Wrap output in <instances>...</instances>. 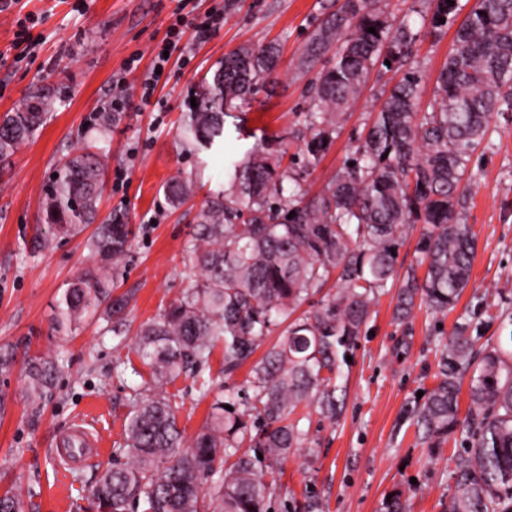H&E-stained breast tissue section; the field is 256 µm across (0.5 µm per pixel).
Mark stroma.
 <instances>
[{"label":"stroma","instance_id":"1","mask_svg":"<svg viewBox=\"0 0 512 512\" xmlns=\"http://www.w3.org/2000/svg\"><path fill=\"white\" fill-rule=\"evenodd\" d=\"M177 0H13L0 11V116L25 96L46 90L56 110L38 137L23 146L0 173V352L14 356L9 374H0V493L12 490L21 512H95L91 498L99 468L110 465L122 443L133 389L151 374L134 350L140 325L159 318L194 283L189 246L194 218L206 197L222 188L224 171L211 152L185 144L181 121L200 79L224 55L244 44L275 42L281 49L275 83H264L250 104L225 112L224 150L240 156L261 135L282 137L292 148L313 107L310 75L293 61L336 0H235L224 26L209 38L186 31L182 41L194 59L188 67L170 63L150 104L138 100L140 82L151 65L150 50L161 43ZM33 15L42 42L35 52L15 46L18 18ZM453 32L440 38L420 35L411 59L422 78L423 101H430ZM141 53L137 69L126 61ZM133 96L104 139L86 133L94 115L112 96L117 78ZM393 73L373 69L362 96L348 110L338 136L305 176L310 194L320 192L380 110ZM488 143L469 165L463 214L476 239L472 277L448 315L426 307L413 311L409 326L393 318L396 291L386 288L351 345L337 379L342 401L335 420L316 406L300 408L306 433L302 447L279 460L281 472L269 512H383L385 499L402 492L408 512H447L467 446L456 434L429 447L416 432L411 412L418 392L436 384L440 350L454 326L473 327L474 358L512 335V112H497ZM108 157L100 217L118 215L133 231L131 249L112 269L114 295L129 298L121 335L106 329L101 314L78 329L54 328L58 304L68 284L98 262L85 236L58 238L48 250L32 243L40 226L42 198L66 156L83 148ZM195 178L191 197L180 206L163 186L175 175ZM51 356L58 364L54 393L40 413L26 398L23 362ZM131 360L137 374L112 376L116 359ZM182 408L178 424L193 437L210 412L194 376L168 385ZM87 420L104 441L84 462L62 468L57 454L64 433Z\"/></svg>","mask_w":512,"mask_h":512}]
</instances>
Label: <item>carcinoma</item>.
<instances>
[{"mask_svg": "<svg viewBox=\"0 0 512 512\" xmlns=\"http://www.w3.org/2000/svg\"><path fill=\"white\" fill-rule=\"evenodd\" d=\"M431 7L422 25L434 37L462 11L459 0H431ZM419 35L408 16L391 20L376 0H344L318 24L295 64L299 73L316 71L299 169L282 167L287 150L272 149L264 137L244 158L224 161L228 187L197 214L189 249L199 268L194 285L139 330L135 351L150 368V387L135 394L124 446L114 449L112 466L92 488L97 512H137L141 504L143 512H266L276 483L271 458L288 456L305 440L291 415L315 403L322 416L336 417L339 348L359 336L376 294L395 280L392 250L410 230L419 228L416 265L399 285L395 319L407 322L418 305L439 314L456 306L469 286L475 251L462 213L468 164L488 139L492 114L512 109V0H476L423 111L421 79L410 61ZM279 58L273 43L225 54L194 93L197 107L181 125L184 141L211 148L224 134V112L273 79ZM377 66L402 76L349 162L308 195L304 174L331 147ZM54 107L50 97L31 95L0 118V164L36 137ZM106 166L102 154L72 155L43 200L47 234L36 241L39 248L96 224L87 246L99 258V272L65 290L60 331L104 301L109 322L128 304L125 296H112L107 270L128 254L132 230L118 219L98 220ZM164 193L179 206L191 180L177 175ZM332 281L334 293L293 317ZM285 322L284 337L253 363L247 391L217 392L213 379L201 378L202 397L214 399L205 425L186 442L180 405L167 385L206 365L218 344L224 373H234ZM466 331L460 325L448 336L438 383L415 411L418 433L433 448L459 429L468 434L448 512H512V350L493 348L476 364ZM25 370L27 400L37 411L55 387L58 366L49 356H33ZM466 378L470 407L462 418Z\"/></svg>", "mask_w": 512, "mask_h": 512, "instance_id": "carcinoma-1", "label": "carcinoma"}]
</instances>
